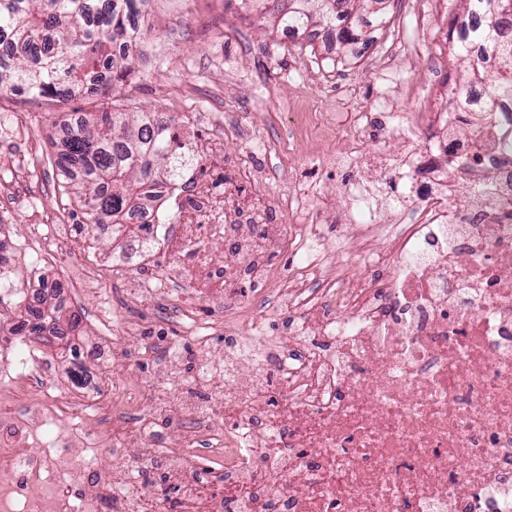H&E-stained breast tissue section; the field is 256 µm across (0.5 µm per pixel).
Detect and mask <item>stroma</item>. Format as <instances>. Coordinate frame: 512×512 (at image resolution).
I'll return each instance as SVG.
<instances>
[{"mask_svg":"<svg viewBox=\"0 0 512 512\" xmlns=\"http://www.w3.org/2000/svg\"><path fill=\"white\" fill-rule=\"evenodd\" d=\"M425 24L404 19L402 0H391L388 21L382 27L363 30L362 42L353 44L352 55L325 47L311 34H288L277 27L273 15L246 18L238 0H152L141 9L139 23L147 38L131 75L118 87L116 97L128 112L175 115L195 112L202 129L213 120L234 115L242 126L260 127L264 146L248 154L256 167L275 171V178L257 184V191L279 200L288 198V182L296 180L306 190L327 244L350 237L354 227L340 218L367 206L385 213L396 193L369 170L351 171L336 166L340 143L354 129L344 122L333 130H291L300 119L324 120L326 113L371 112L382 109L397 115L415 111V93L441 95L450 88H466L468 66L452 60L449 71L430 70V60L447 54L448 26L463 16L462 0H422ZM348 75L356 80V97L337 104L336 90L320 81L321 73ZM108 101L105 95L80 91L64 101L32 99L24 94L0 96V117L18 112L25 117L27 133L38 147L35 159L38 184L22 187L21 194L49 221L47 231L65 225L80 234L87 218L75 190L66 184L50 163L67 137V126L92 120ZM126 241L108 236L88 239L80 253L47 261L36 251L21 221L0 220V255L10 262L12 276L0 285V307L11 309L21 321L34 292L42 285L59 289L65 306L61 320L78 316L74 333L56 338L50 330L32 337L37 353L53 365L46 394L64 403L87 388L113 397L112 384L119 381L147 387L153 366L128 365L112 356L105 344L118 322L136 319L144 341L159 348L180 342L183 362L193 367L198 356L214 359L224 355V336L215 334L202 343L179 341V329L162 316V307L152 297L129 305L121 297L124 279L153 278L167 262L162 248H155L134 266L116 265ZM99 282L97 297L84 306L73 299L83 275Z\"/></svg>","mask_w":512,"mask_h":512,"instance_id":"1","label":"stroma"}]
</instances>
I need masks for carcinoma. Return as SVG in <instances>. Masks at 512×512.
Returning <instances> with one entry per match:
<instances>
[{"mask_svg": "<svg viewBox=\"0 0 512 512\" xmlns=\"http://www.w3.org/2000/svg\"><path fill=\"white\" fill-rule=\"evenodd\" d=\"M260 1L273 12L279 25L294 33L314 25L338 29L341 46L359 40L351 3L369 0H241L245 9ZM140 0H0V87L33 98L65 99L85 86L94 72L109 74L117 88L131 71V46L138 38L137 4ZM466 14L479 11L484 28L477 34L499 55V68L488 75L477 62L470 69L474 79L491 80L498 92L512 94V16L494 15L495 0H464ZM175 141L170 130L147 112L130 127L126 113L112 104L98 113L95 123L73 127L65 149L53 165L67 183L80 189L78 198L88 217L87 234L94 237L103 227L124 239L142 238L144 226L131 217L158 200L159 178L173 176ZM56 315L46 317L40 308L28 307L37 323L30 332L37 336L43 323L53 321L60 336L77 330L79 319L66 325Z\"/></svg>", "mask_w": 512, "mask_h": 512, "instance_id": "carcinoma-1", "label": "carcinoma"}]
</instances>
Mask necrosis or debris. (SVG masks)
I'll return each mask as SVG.
<instances>
[{"mask_svg": "<svg viewBox=\"0 0 512 512\" xmlns=\"http://www.w3.org/2000/svg\"><path fill=\"white\" fill-rule=\"evenodd\" d=\"M420 110L430 121L410 161L356 137L337 153V166L372 167L405 200L391 223L365 215L358 242H337L335 269L316 225L294 221L300 187L271 229L276 201L254 190L252 165L202 133L196 113L179 114L172 129L190 163L162 187L169 210L135 218L173 258L126 298L155 296L189 340L195 301L215 305L224 355L188 373L178 348L138 343L137 322L115 328L130 361L156 364L145 405L95 400L105 430L69 438L116 451L136 440L138 454L107 472L71 456L35 466L22 441L0 439V512L47 478L50 494L29 512H512V95L488 80ZM457 176L474 188L463 208L446 191ZM212 240L232 246L223 265ZM275 251L292 253L288 276ZM349 263L361 274L345 276ZM269 313L283 314L280 335L243 334ZM4 368L1 403L16 383L44 385L47 363L29 345H14ZM177 388L208 397L177 403ZM90 477L94 495L76 497Z\"/></svg>", "mask_w": 512, "mask_h": 512, "instance_id": "necrosis-or-debris-1", "label": "necrosis or debris"}]
</instances>
